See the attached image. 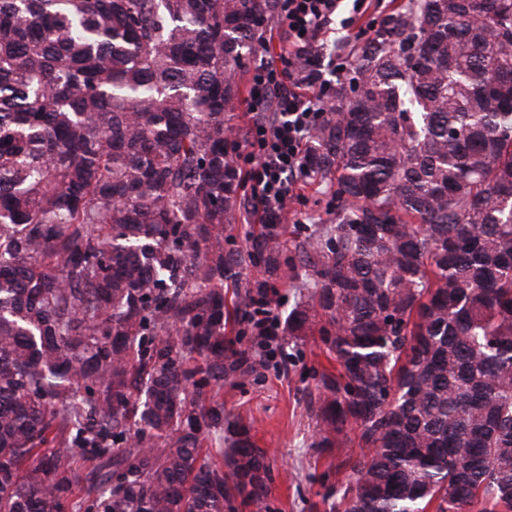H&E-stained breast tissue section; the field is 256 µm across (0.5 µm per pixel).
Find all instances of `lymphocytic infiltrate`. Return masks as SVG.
<instances>
[{"instance_id": "lymphocytic-infiltrate-1", "label": "lymphocytic infiltrate", "mask_w": 512, "mask_h": 512, "mask_svg": "<svg viewBox=\"0 0 512 512\" xmlns=\"http://www.w3.org/2000/svg\"><path fill=\"white\" fill-rule=\"evenodd\" d=\"M343 0H282L276 18L288 34L277 47L261 42L262 53H276V61L259 65L252 74L248 109L253 122L238 159L251 187L249 196L263 223L276 224L297 184L306 176L304 150L312 130L326 117L330 90L317 61L325 54L324 39L333 23L343 30L340 43L365 36L355 28L356 17L370 16L372 24L385 23L377 15V0H353L352 17L339 13Z\"/></svg>"}]
</instances>
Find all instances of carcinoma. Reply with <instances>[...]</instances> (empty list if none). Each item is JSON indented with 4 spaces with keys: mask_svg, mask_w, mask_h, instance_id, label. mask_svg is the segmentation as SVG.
<instances>
[{
    "mask_svg": "<svg viewBox=\"0 0 512 512\" xmlns=\"http://www.w3.org/2000/svg\"><path fill=\"white\" fill-rule=\"evenodd\" d=\"M277 8L0 0V512H266L249 429L209 446L263 363L226 336L247 261L336 361L341 512H512V0H405L305 151L336 217L245 257L229 121Z\"/></svg>",
    "mask_w": 512,
    "mask_h": 512,
    "instance_id": "obj_1",
    "label": "carcinoma"
}]
</instances>
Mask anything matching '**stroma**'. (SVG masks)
<instances>
[{
    "mask_svg": "<svg viewBox=\"0 0 512 512\" xmlns=\"http://www.w3.org/2000/svg\"><path fill=\"white\" fill-rule=\"evenodd\" d=\"M328 220L324 185L303 180L289 201L282 222L287 237H295L299 223ZM335 370L319 339L280 334L279 349L251 383L225 385L224 412L246 424L257 447L268 454L269 512H336L337 491L350 467L341 448L316 447V422L307 410L311 365Z\"/></svg>",
    "mask_w": 512,
    "mask_h": 512,
    "instance_id": "35a3bbf8",
    "label": "stroma"
}]
</instances>
